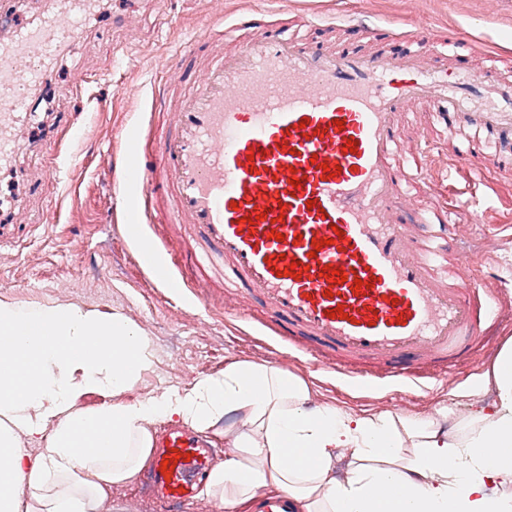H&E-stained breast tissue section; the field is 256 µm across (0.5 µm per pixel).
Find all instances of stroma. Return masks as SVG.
I'll use <instances>...</instances> for the list:
<instances>
[{
	"instance_id": "35a3bbf8",
	"label": "stroma",
	"mask_w": 512,
	"mask_h": 512,
	"mask_svg": "<svg viewBox=\"0 0 512 512\" xmlns=\"http://www.w3.org/2000/svg\"><path fill=\"white\" fill-rule=\"evenodd\" d=\"M250 7L271 21L306 14L322 25L344 18L368 28L391 23L400 34L421 27L438 53L448 49L449 29L459 27L476 41L474 64L493 57L512 77V0H101L85 20L83 42L61 51L40 95L49 112L23 127L13 167L0 168V196L12 192L26 201L23 214L0 215V297L122 313L154 349L151 370L131 391L135 398L187 390L230 362H258L288 368L314 403L357 416L433 417L464 437L469 412L491 403L489 372L512 341V250H493L483 230L511 221L508 208L492 212L480 201L468 234L449 243L448 256L465 280L485 270L488 252L496 251L500 283L481 295L488 316L449 373L416 365L423 385L412 390L385 380L384 368L369 361L347 368L376 379L377 387L348 385L330 369L332 353L274 328L249 292L225 300L222 275L194 265L200 246L189 225L159 224L152 235L175 272L199 284L192 302L138 268L122 229L129 215L114 208V166L125 155L120 125L135 122L143 138L159 137L170 95L195 70L190 59L178 70L161 68V55L212 20H232Z\"/></svg>"
}]
</instances>
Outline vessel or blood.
Returning a JSON list of instances; mask_svg holds the SVG:
<instances>
[{
	"label": "vessel or blood",
	"instance_id": "obj_1",
	"mask_svg": "<svg viewBox=\"0 0 512 512\" xmlns=\"http://www.w3.org/2000/svg\"><path fill=\"white\" fill-rule=\"evenodd\" d=\"M89 7L64 0L0 42L1 164L55 53L83 39ZM296 25L289 36L236 18V47L206 56L203 77L168 112L171 133L153 160L131 158L119 180L138 199L169 196L164 223L190 225L225 279L258 295L272 321L345 359L387 366L408 386L417 361L458 357L480 315L462 293L487 286H449L447 264H432L418 233L414 205L443 180L430 177V155L405 148L413 109L429 104L433 126L474 128L466 148H449L448 172L466 175V192L491 190L512 174V81L492 66L466 71L459 50L472 36L462 29L450 31L454 52L439 62L419 45L384 48L381 28L336 44L308 18ZM469 207L441 201L439 236L462 232ZM327 266L346 282L327 278ZM159 446L143 484L178 512L206 484L213 450L184 429Z\"/></svg>",
	"mask_w": 512,
	"mask_h": 512
}]
</instances>
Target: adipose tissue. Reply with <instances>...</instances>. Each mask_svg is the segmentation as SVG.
Listing matches in <instances>:
<instances>
[{
  "instance_id": "obj_1",
  "label": "adipose tissue",
  "mask_w": 512,
  "mask_h": 512,
  "mask_svg": "<svg viewBox=\"0 0 512 512\" xmlns=\"http://www.w3.org/2000/svg\"><path fill=\"white\" fill-rule=\"evenodd\" d=\"M152 358L122 314L0 298V512H100L166 422L223 425L205 495L235 512L269 486L293 512H512V344L492 366L495 401L470 415L461 443L432 419L313 404L299 377L256 362L131 398Z\"/></svg>"
}]
</instances>
